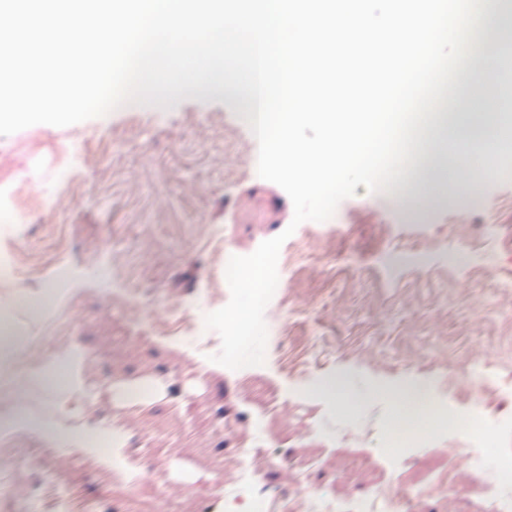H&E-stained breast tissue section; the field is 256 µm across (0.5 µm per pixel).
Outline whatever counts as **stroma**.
<instances>
[{
    "label": "stroma",
    "mask_w": 512,
    "mask_h": 512,
    "mask_svg": "<svg viewBox=\"0 0 512 512\" xmlns=\"http://www.w3.org/2000/svg\"><path fill=\"white\" fill-rule=\"evenodd\" d=\"M49 154L79 153L75 191L38 168L23 197L56 206L16 224L0 213V253L15 279L0 280V320L17 350L0 361V413L41 414L63 395L41 378L61 346L86 352L82 378L100 426L123 418L126 457L147 458L148 477L118 482L112 470L36 434L0 431V487L17 512H236L221 507L250 463L266 512L285 490L326 492L337 512H357L381 487L414 491V512H497L453 455L466 434L439 427L440 397L480 406L499 425L497 457L512 459V157L480 189L408 216L395 190L357 187L324 222L292 226L286 192L256 176L243 104L199 95L173 108L129 104L66 127L11 134ZM278 285L265 311L272 333L263 365L231 370L204 317L225 306L231 257L281 232ZM110 292L91 272L100 255ZM74 268L66 328L44 313L62 265ZM164 378L161 399L116 408L118 380ZM406 386L403 402L385 391ZM422 426L424 447L387 463L384 425ZM32 456L24 472L11 462ZM449 476L446 489L427 483Z\"/></svg>",
    "instance_id": "obj_1"
}]
</instances>
